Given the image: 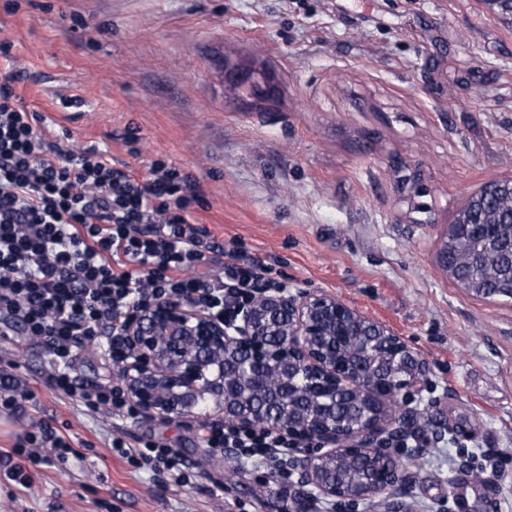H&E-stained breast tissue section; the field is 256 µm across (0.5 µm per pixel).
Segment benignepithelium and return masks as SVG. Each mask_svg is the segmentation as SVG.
<instances>
[{
    "mask_svg": "<svg viewBox=\"0 0 512 512\" xmlns=\"http://www.w3.org/2000/svg\"><path fill=\"white\" fill-rule=\"evenodd\" d=\"M485 6L502 19L512 18V0H487ZM338 321L406 371L395 392L381 383L365 384L358 373L336 362L332 351ZM119 335L127 345L126 391L146 413L173 418L213 411L228 424L285 436L288 464L300 483L323 499L388 501L408 480L405 473L389 479L372 473L362 487L345 490L325 468L343 448L390 462L410 453L392 406L420 391L429 370L427 360L403 337L336 296L320 289L259 288L224 318L203 307L161 300L126 321ZM269 336L279 337V343L269 344ZM259 369L280 374V387L269 392L277 400L296 390L327 408L343 391L365 403V414L352 430L326 419L305 424L295 417H261L244 402L246 393L262 387Z\"/></svg>",
    "mask_w": 512,
    "mask_h": 512,
    "instance_id": "7a95c632",
    "label": "benign epithelium"
}]
</instances>
